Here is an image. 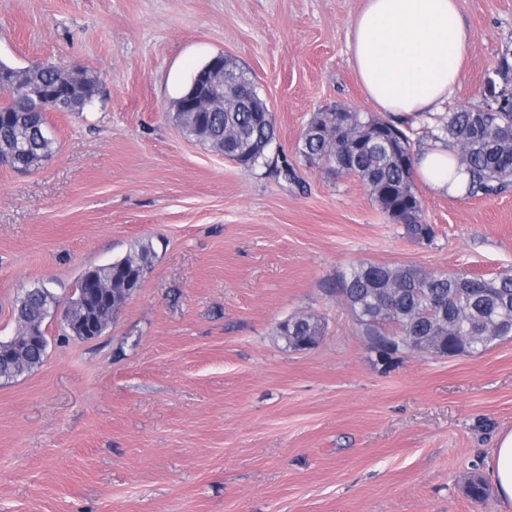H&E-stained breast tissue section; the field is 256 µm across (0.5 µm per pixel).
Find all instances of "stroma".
<instances>
[{
    "mask_svg": "<svg viewBox=\"0 0 512 512\" xmlns=\"http://www.w3.org/2000/svg\"><path fill=\"white\" fill-rule=\"evenodd\" d=\"M365 0H0V60L99 81L49 112L53 156L0 164V338L25 291L67 300L88 268L152 241L140 290L98 337L46 320L37 370L0 379V512H504L469 498L512 431V339L474 354L381 362L333 287L352 264L512 272V191L415 185L422 243L353 176L299 152L314 113H374L349 48ZM470 35L446 110L413 120L427 147L483 106L512 41V0H457ZM224 54L273 112L269 162L245 170L187 138L172 102ZM293 167L285 178L283 165ZM325 323L309 351L279 322Z\"/></svg>",
    "mask_w": 512,
    "mask_h": 512,
    "instance_id": "stroma-1",
    "label": "stroma"
}]
</instances>
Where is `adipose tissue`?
I'll use <instances>...</instances> for the list:
<instances>
[{"instance_id": "obj_1", "label": "adipose tissue", "mask_w": 512, "mask_h": 512, "mask_svg": "<svg viewBox=\"0 0 512 512\" xmlns=\"http://www.w3.org/2000/svg\"><path fill=\"white\" fill-rule=\"evenodd\" d=\"M468 43L456 0H365L352 24L350 50L376 108L417 115L438 109L452 95ZM415 171L449 194L462 193L468 179L441 142L421 153ZM486 476L512 512V431L493 448Z\"/></svg>"}]
</instances>
